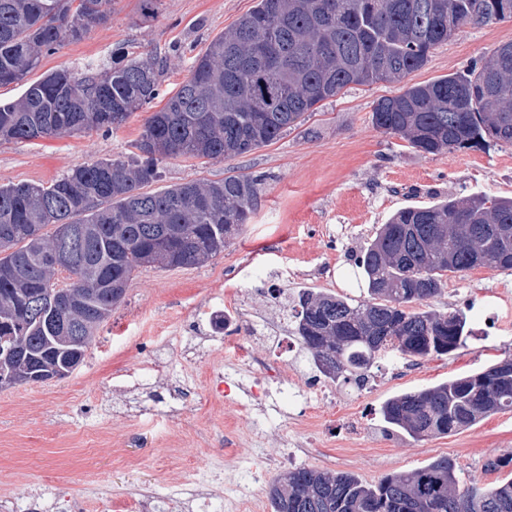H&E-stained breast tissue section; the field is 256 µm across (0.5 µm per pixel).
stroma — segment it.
<instances>
[{
    "instance_id": "35a3bbf8",
    "label": "stroma",
    "mask_w": 512,
    "mask_h": 512,
    "mask_svg": "<svg viewBox=\"0 0 512 512\" xmlns=\"http://www.w3.org/2000/svg\"><path fill=\"white\" fill-rule=\"evenodd\" d=\"M254 4L157 0L147 17L142 0H116L106 23L43 56L31 77L107 62L122 48L162 58V97L109 133L0 143V185L46 184L87 162L134 156L147 118L185 79L193 58ZM510 41L512 20L462 27L406 82L466 70ZM397 90L382 81L353 85L245 156L160 164L155 189L231 172L261 178V201L206 263L138 271L69 376L0 388V512H185L164 496L203 471L211 475L208 493L225 500L224 512H243L232 502L241 488L255 493L259 512H272L268 489L294 465L374 484L445 456L463 481L480 487L512 478L510 411L423 440L385 434L381 420L394 396L512 357V271L449 275L431 307L466 313L464 345L420 359L410 373L377 359L364 388L331 383L338 408L316 406L308 424H298L288 393L248 415L216 392V374L238 368L236 344H255L274 357L280 339L295 341L291 323L277 319L274 290L366 296L354 259L397 210L476 193L512 197V145L431 155L376 130L374 103ZM474 304L498 312L499 322L470 315ZM262 321L272 334L254 339L253 326ZM356 419L363 426L355 430ZM492 459L504 460V468L488 471Z\"/></svg>"
}]
</instances>
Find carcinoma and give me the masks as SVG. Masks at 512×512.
<instances>
[{"instance_id":"obj_1","label":"carcinoma","mask_w":512,"mask_h":512,"mask_svg":"<svg viewBox=\"0 0 512 512\" xmlns=\"http://www.w3.org/2000/svg\"><path fill=\"white\" fill-rule=\"evenodd\" d=\"M112 0H0V87L105 21ZM512 19V0H257L195 56L147 119L130 160L78 165L45 184L0 185V371L84 361L77 337L107 319L147 265L180 266L224 250L249 222L261 180L228 174L147 191L169 157H241L297 128L351 85L402 82L464 25ZM160 62L126 58L51 72L0 101V142L109 132L160 96ZM371 122L423 153L512 144V42L469 69L379 99ZM368 299L304 290L295 331L316 370L362 388L375 361L447 355L467 336L462 312L436 313L448 274L512 269V198L472 194L396 212L355 262ZM76 276L63 313L17 318L23 299ZM512 411V358L387 400L388 432L448 436ZM273 512H512V481L460 486L439 457L369 485L346 472L296 468L268 492Z\"/></svg>"}]
</instances>
